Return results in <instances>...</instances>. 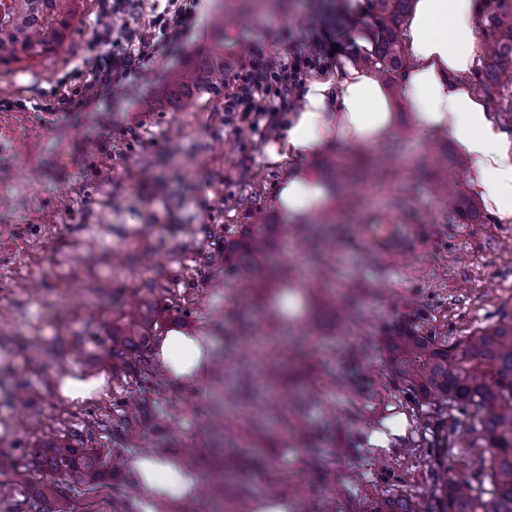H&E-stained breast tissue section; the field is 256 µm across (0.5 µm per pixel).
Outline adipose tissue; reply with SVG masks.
I'll list each match as a JSON object with an SVG mask.
<instances>
[{"mask_svg": "<svg viewBox=\"0 0 512 512\" xmlns=\"http://www.w3.org/2000/svg\"><path fill=\"white\" fill-rule=\"evenodd\" d=\"M478 0H415L403 31L410 60L400 77L402 96L421 133L451 138L470 161L469 187L500 221L512 220V142L483 98L465 80L480 44ZM283 137L269 144L266 157L287 166L275 196L276 207L296 221L321 212L332 200L327 182L311 176L301 161L335 143L380 147L395 132L391 95L377 73L342 58L335 74L310 78L301 104L290 113ZM158 356L172 379L202 378L209 369L205 334L178 331L163 337ZM143 495L158 500L195 497L196 474L153 454L130 462Z\"/></svg>", "mask_w": 512, "mask_h": 512, "instance_id": "obj_1", "label": "adipose tissue"}]
</instances>
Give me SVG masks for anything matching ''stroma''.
Here are the masks:
<instances>
[{
	"label": "stroma",
	"mask_w": 512,
	"mask_h": 512,
	"mask_svg": "<svg viewBox=\"0 0 512 512\" xmlns=\"http://www.w3.org/2000/svg\"><path fill=\"white\" fill-rule=\"evenodd\" d=\"M204 3L194 30L142 75L47 121L42 106L58 104L89 43L109 34L101 0H79L54 53L0 65V99L13 103L0 110V457L13 464L0 472V512H181L182 501L149 505L134 491L127 461L149 438L173 460L189 448L197 454L198 512H217L216 499L232 503L243 487L288 512H372L400 495L432 512L435 472L472 480L479 435L468 414L415 403L386 366L385 347L404 330L451 344L512 323V222L484 208L473 219L449 211L417 169L438 152L461 175L470 162L447 137L418 134L392 85L399 132L369 155L395 175L365 188L354 212L329 214L335 281L327 289L307 282L312 310L289 320L280 343L268 342L274 327L236 271L238 243L262 224L273 263H314L302 223L273 204L285 170L265 148L283 129L237 131L223 96L184 95L178 78L215 51L228 68L254 48L281 60L289 43L278 31L302 36L344 0ZM225 13L237 22L213 39L211 25ZM467 83L512 135V65L497 81L475 68ZM106 158L111 177L96 179L91 170ZM363 224L398 231L376 252ZM136 307L154 310L162 332H206L212 352L236 368L276 366L282 347L293 353L280 383L245 406L270 418L264 434L247 436L246 418L237 422L238 440L266 472L242 462L234 479L216 483L213 374L146 381L132 353L115 366L109 336ZM100 373L106 381L90 399L59 396L60 378ZM287 407L295 418L277 425ZM393 418L404 419L402 432L387 447L373 444ZM59 439L120 449L124 462L95 487L63 485L40 498L47 474L28 469L30 451Z\"/></svg>",
	"instance_id": "stroma-1"
}]
</instances>
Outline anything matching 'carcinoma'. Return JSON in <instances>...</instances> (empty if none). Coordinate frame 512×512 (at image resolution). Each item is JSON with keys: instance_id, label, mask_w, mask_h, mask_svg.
I'll use <instances>...</instances> for the list:
<instances>
[{"instance_id": "carcinoma-1", "label": "carcinoma", "mask_w": 512, "mask_h": 512, "mask_svg": "<svg viewBox=\"0 0 512 512\" xmlns=\"http://www.w3.org/2000/svg\"><path fill=\"white\" fill-rule=\"evenodd\" d=\"M78 0H0V65L26 58L44 57L61 44L72 27ZM377 42L365 62L380 76L395 82L407 60L402 52L400 28L411 0H376ZM493 14V34L482 62L493 79L512 62V0H499ZM185 91L224 92V61H205L185 72L179 83ZM434 179L455 211L477 212L471 199L458 189L457 172L439 163ZM266 251L261 229L246 245L243 262ZM277 286L270 295L276 310L288 314L284 300L301 292L303 284L283 268L274 274ZM158 322L146 310L112 327V350L145 351L152 348ZM392 374L406 386L417 402L448 406L476 420L486 456L476 466L473 481L461 484L448 474L437 477L433 492L436 512H512V324L482 330L451 345L438 344L428 336L403 331L388 347ZM38 466L56 475L69 487L93 485L102 473L114 468L117 455L109 448H78L69 442L50 443L33 450ZM373 512H417L413 499L387 498Z\"/></svg>"}]
</instances>
